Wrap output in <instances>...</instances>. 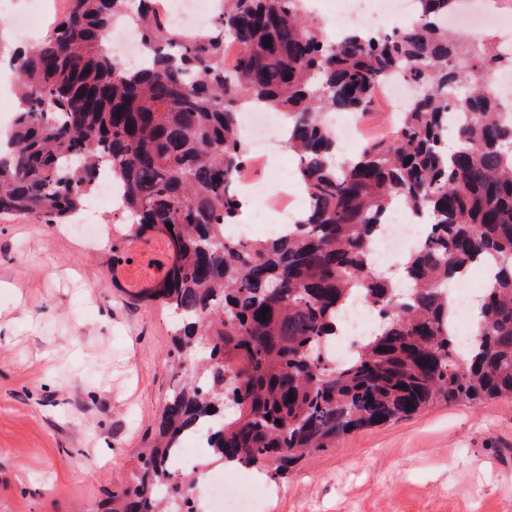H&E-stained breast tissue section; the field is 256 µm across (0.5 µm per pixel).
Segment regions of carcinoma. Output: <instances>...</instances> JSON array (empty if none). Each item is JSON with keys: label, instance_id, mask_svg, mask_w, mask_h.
I'll return each mask as SVG.
<instances>
[{"label": "carcinoma", "instance_id": "1", "mask_svg": "<svg viewBox=\"0 0 512 512\" xmlns=\"http://www.w3.org/2000/svg\"><path fill=\"white\" fill-rule=\"evenodd\" d=\"M128 2L72 0L43 42L9 56L20 110L0 154V216L66 224L106 172L131 235L161 231L172 243L171 266L143 298L179 316L168 353L179 381L133 482L105 512H197L169 463L202 429L220 460L284 474L356 430L439 403L512 399V119L491 88L512 57L471 53L470 39L448 30L455 0H414L413 24L337 40L309 17L308 0H223L191 33L155 0L134 13ZM126 16L144 57L133 70L104 47ZM228 40L240 47L231 69ZM400 69L419 92L399 126L338 161L323 113L371 112ZM250 107L288 117L284 144L307 203L293 228L243 242L225 227L240 214ZM450 108L462 117L451 131ZM396 200L430 226L400 280L373 272ZM481 257L495 262L493 284L463 349L448 333V285ZM354 302L381 331L344 363L320 359Z\"/></svg>", "mask_w": 512, "mask_h": 512}]
</instances>
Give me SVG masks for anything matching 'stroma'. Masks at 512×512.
<instances>
[{
    "label": "stroma",
    "mask_w": 512,
    "mask_h": 512,
    "mask_svg": "<svg viewBox=\"0 0 512 512\" xmlns=\"http://www.w3.org/2000/svg\"><path fill=\"white\" fill-rule=\"evenodd\" d=\"M171 256L96 194L70 224L0 219V512H99L132 482L177 381L175 317L143 298ZM232 472L255 512H512V401L438 404L283 476Z\"/></svg>",
    "instance_id": "1"
}]
</instances>
